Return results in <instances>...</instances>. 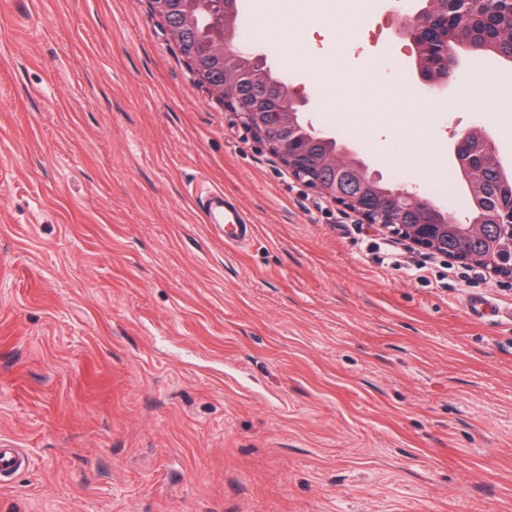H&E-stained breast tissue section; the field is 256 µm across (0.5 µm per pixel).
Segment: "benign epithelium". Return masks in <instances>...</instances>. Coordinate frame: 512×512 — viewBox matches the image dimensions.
Masks as SVG:
<instances>
[{
	"mask_svg": "<svg viewBox=\"0 0 512 512\" xmlns=\"http://www.w3.org/2000/svg\"><path fill=\"white\" fill-rule=\"evenodd\" d=\"M476 0H400L397 12L399 14L398 33L411 41L415 47L414 67L419 87L427 94H433L448 87L457 80L459 53L474 51L473 46H460L449 49L439 42V28L435 24L437 5H444V10H454L459 15L465 14ZM213 50L224 54L229 51L245 53L255 59H262L259 44L255 41L245 42L238 31L225 28L224 38L215 40ZM187 64L197 84L204 88L214 99L224 102V107L236 113L241 118L242 125L265 147L275 154L289 171L297 176L308 187L316 190L337 206L357 214L367 224L376 223L385 229H392L398 224L395 218L396 207L400 204L412 206L427 216L418 224H406L409 232L407 238L414 246L430 251L437 255L444 252L436 249L441 237L451 229L455 222L452 212L438 206L422 196L414 189L402 185H380L376 173L369 172L364 184L373 189L382 207L373 205L362 195L350 193L347 181L342 173L356 169L368 172L369 165L352 149L336 143V138L321 132L324 143L328 146L327 163L334 166L336 181L322 186L311 183L315 171L320 164L309 154L308 146L302 138V119L304 108L309 98L296 88L289 91L288 106L278 101L268 103L264 108H253L244 103L236 91L224 86L210 83L206 69L197 61L187 60ZM495 151L490 132L475 126L463 129L451 147V155L465 182L473 178L472 157L481 156ZM483 224H501L503 232L498 237L485 240L484 255L480 258L470 257L464 250L455 251L450 259L465 265L480 269H488L499 273V268L510 269L512 264L507 262V256L512 254V202L500 206L494 212H488L481 206H476V217L467 226L471 233L480 230Z\"/></svg>",
	"mask_w": 512,
	"mask_h": 512,
	"instance_id": "benign-epithelium-1",
	"label": "benign epithelium"
}]
</instances>
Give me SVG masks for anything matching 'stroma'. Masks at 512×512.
<instances>
[{
	"label": "stroma",
	"mask_w": 512,
	"mask_h": 512,
	"mask_svg": "<svg viewBox=\"0 0 512 512\" xmlns=\"http://www.w3.org/2000/svg\"><path fill=\"white\" fill-rule=\"evenodd\" d=\"M271 65L413 69L397 32L313 34L248 0ZM301 29L272 48L280 21ZM419 125L379 85L306 121L466 221L448 145L512 162V64ZM426 178L414 182L416 171ZM254 221L225 246L195 196ZM512 279L412 246L297 181L198 86L147 0H0V512H512ZM468 146H472V149L467 150ZM493 151H495V146L490 132L486 131V129L475 126L467 127L463 129L459 134H457L451 147V155L453 161L456 167L459 169L463 180L468 184L473 178V156L478 157ZM468 152L469 156L467 155ZM467 190L471 198L470 190L468 187ZM471 209L473 213L474 208L472 198Z\"/></svg>",
	"instance_id": "35a3bbf8"
}]
</instances>
